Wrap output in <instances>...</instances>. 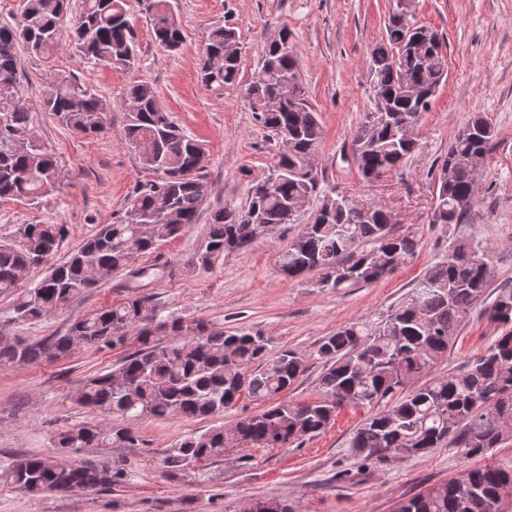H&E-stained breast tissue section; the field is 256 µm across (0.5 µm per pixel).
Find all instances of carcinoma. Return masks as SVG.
<instances>
[{"label": "carcinoma", "mask_w": 512, "mask_h": 512, "mask_svg": "<svg viewBox=\"0 0 512 512\" xmlns=\"http://www.w3.org/2000/svg\"><path fill=\"white\" fill-rule=\"evenodd\" d=\"M69 0H22L18 25L0 24V91L18 82L19 50L50 58L59 48L62 17ZM73 40L89 64L128 69L137 49L127 0H79ZM153 35L170 51L183 36L169 0H148ZM206 55L223 64L198 63L201 82L220 89L236 80L240 38L229 26L210 29ZM374 104L364 113L352 139V156L362 179L371 183L397 169L419 147L403 128L416 126L429 111L448 77V59L438 34L414 26L395 11L386 38L370 52ZM244 98L274 141L288 137V152H278L264 177L254 179L245 204L214 210L195 254L209 267L239 251L276 226L297 225L276 262L291 280L311 281L321 292L340 293L391 276L415 255L420 240L396 236L388 214L368 215L346 196L320 187L310 164L322 138L318 112L305 96L294 50L282 52L267 41L258 77ZM42 110L83 134L104 128L110 105L70 75L52 78ZM124 141L153 177L136 183L123 220L103 224L67 261L49 268L36 283L31 273L55 251L62 224H21L0 242V297L12 304V320L35 321L64 308L75 296L96 286L91 273H117L130 259L178 237L197 222L210 189L193 167L203 144L175 123L145 81L130 85L122 99ZM28 112L20 107L0 121V199L50 195L57 163L25 136ZM495 136L477 114L448 147L436 174L431 223L462 224L477 200L478 173ZM312 207L308 222L295 204ZM490 261L479 241L459 240L418 281L409 299L377 321L356 320L326 336L316 350L322 363V398L293 403L283 397L307 370V357L274 345L262 331L213 328L204 321L186 324L161 316L150 294L86 312L67 331L29 342L0 330V364L25 365L64 357L79 349L137 350L111 371L84 382L76 403L99 415L82 425L57 429L58 453L16 460L0 475L13 488L85 492L110 490L130 479L125 464L82 460L87 448H144L148 443L129 425L142 417L224 419L241 394L261 409L241 414L201 433H191L170 448L163 463L176 477L201 462L224 456L233 446L278 448L324 430L345 406H368L372 413L353 432L349 445L365 462L384 464L397 457L425 455L451 445L468 458L484 457L512 442V288H500L483 306L502 333L466 371L438 377L404 394L407 382L426 374L448 354L470 311L482 303L490 284ZM167 340H161V337ZM512 488V470L475 466L463 480L452 479L401 500L395 512H501L493 509L503 487Z\"/></svg>", "instance_id": "obj_1"}]
</instances>
